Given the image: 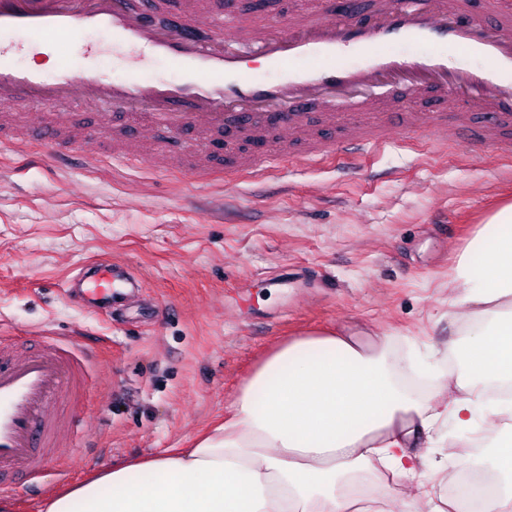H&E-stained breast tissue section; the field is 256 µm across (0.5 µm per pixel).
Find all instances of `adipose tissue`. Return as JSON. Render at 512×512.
Segmentation results:
<instances>
[{"instance_id":"obj_1","label":"adipose tissue","mask_w":512,"mask_h":512,"mask_svg":"<svg viewBox=\"0 0 512 512\" xmlns=\"http://www.w3.org/2000/svg\"><path fill=\"white\" fill-rule=\"evenodd\" d=\"M449 285L469 329L465 371L445 407L404 393L384 351L353 337L309 335L281 344L247 380L229 418L192 447L95 474L40 512H355L354 491L383 470L415 478L408 452L443 418L478 424L491 454L487 512H512V203L500 206L459 256Z\"/></svg>"}]
</instances>
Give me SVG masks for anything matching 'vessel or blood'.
Masks as SVG:
<instances>
[{
  "mask_svg": "<svg viewBox=\"0 0 512 512\" xmlns=\"http://www.w3.org/2000/svg\"><path fill=\"white\" fill-rule=\"evenodd\" d=\"M106 31L129 48L132 62L121 75L83 63L92 46L78 42L82 32ZM33 35L44 46L67 45L79 62L61 61L52 72L17 63L15 32ZM448 42L463 58L428 53L427 45ZM359 59L343 63L344 51ZM257 53L279 73L270 82L243 70L246 54ZM491 60L487 69L467 59ZM163 59L177 74L151 81L141 74L148 58ZM428 102L425 112H410L390 89ZM350 98L355 120L332 107ZM0 104L23 107L28 121L0 132V149L30 142L49 156H63L61 143L111 140L114 127L124 139L113 157L139 163L154 148L168 146L179 174L210 167V145L224 137L231 168L265 177L280 156L302 146L304 163L326 158L357 164L396 137L427 133L439 148L448 144V124L466 125L482 112L490 121L484 139L512 150L502 134L512 131V5L485 0L483 14L468 0H370L366 18L321 0L318 14L289 20L279 33L268 16L247 11L235 0H0ZM87 104L108 110L91 126L81 123ZM401 114L398 128L381 117ZM340 129L333 142L322 128ZM196 137L183 150L179 136ZM88 308L109 313L121 305L129 278L112 264L94 263L76 277ZM40 350L19 354L0 346V478L37 474L53 459L62 437H78L75 417L91 375V355L75 337L46 336Z\"/></svg>",
  "mask_w": 512,
  "mask_h": 512,
  "instance_id": "obj_1",
  "label": "vessel or blood"
}]
</instances>
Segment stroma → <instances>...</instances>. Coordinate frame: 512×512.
<instances>
[{"label": "stroma", "instance_id": "stroma-1", "mask_svg": "<svg viewBox=\"0 0 512 512\" xmlns=\"http://www.w3.org/2000/svg\"><path fill=\"white\" fill-rule=\"evenodd\" d=\"M489 119L373 152L353 168L283 159L270 177L222 182L191 199L189 179L103 158L57 164L36 145L0 152V340L79 332L101 352L80 435L57 463L13 479V512L128 459L191 447L223 421L244 382L285 341L328 333L374 342L405 364L403 388L444 404L465 340L448 281L475 230L512 201V157L479 138ZM109 259L141 292L113 314L62 284ZM470 427L448 422L411 443L419 480L387 475L386 512H433Z\"/></svg>", "mask_w": 512, "mask_h": 512}]
</instances>
